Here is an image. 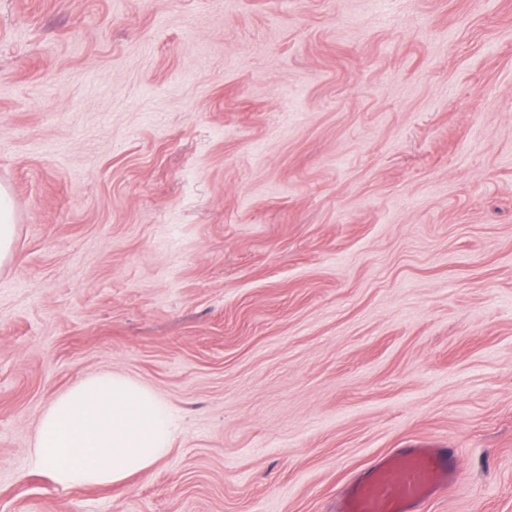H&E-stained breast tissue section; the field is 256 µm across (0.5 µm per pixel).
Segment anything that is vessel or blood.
I'll list each match as a JSON object with an SVG mask.
<instances>
[{
  "label": "vessel or blood",
  "mask_w": 512,
  "mask_h": 512,
  "mask_svg": "<svg viewBox=\"0 0 512 512\" xmlns=\"http://www.w3.org/2000/svg\"><path fill=\"white\" fill-rule=\"evenodd\" d=\"M457 476L452 449L401 448L368 466L349 488L341 512H421Z\"/></svg>",
  "instance_id": "vessel-or-blood-1"
}]
</instances>
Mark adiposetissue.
Returning <instances> with one entry per match:
<instances>
[{"instance_id": "ef3b65f1", "label": "adipose tissue", "mask_w": 512, "mask_h": 512, "mask_svg": "<svg viewBox=\"0 0 512 512\" xmlns=\"http://www.w3.org/2000/svg\"><path fill=\"white\" fill-rule=\"evenodd\" d=\"M171 435L169 410L153 390L120 374L101 373L49 404L30 457L63 488L119 487L162 460Z\"/></svg>"}]
</instances>
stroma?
I'll return each mask as SVG.
<instances>
[{
    "label": "stroma",
    "instance_id": "35a3bbf8",
    "mask_svg": "<svg viewBox=\"0 0 512 512\" xmlns=\"http://www.w3.org/2000/svg\"><path fill=\"white\" fill-rule=\"evenodd\" d=\"M0 512H512V0H0ZM100 372L174 422L65 490L39 418ZM16 223L17 215L11 194L0 186V267L13 261ZM451 448L414 444L378 457L349 488L341 512H420L458 476Z\"/></svg>",
    "mask_w": 512,
    "mask_h": 512
}]
</instances>
